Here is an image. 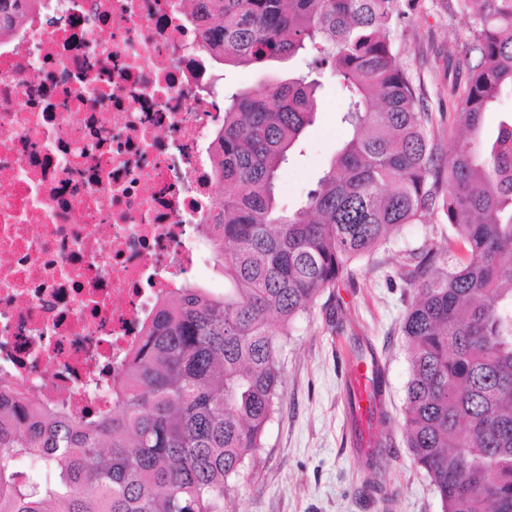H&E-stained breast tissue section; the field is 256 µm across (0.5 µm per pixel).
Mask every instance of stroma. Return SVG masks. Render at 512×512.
Listing matches in <instances>:
<instances>
[{"label": "stroma", "instance_id": "35a3bbf8", "mask_svg": "<svg viewBox=\"0 0 512 512\" xmlns=\"http://www.w3.org/2000/svg\"><path fill=\"white\" fill-rule=\"evenodd\" d=\"M468 33L448 0H415L408 25L395 46L406 72L424 86L432 106L447 107L453 85L468 78L462 45ZM301 59L276 62L266 69H226L232 88L262 91L283 80L289 69H304ZM343 92L325 77L318 95L315 124L303 153L290 158L281 174L284 203L305 201L345 132L337 123ZM448 227L439 218L401 229L392 243L354 266L353 283L337 288L341 310L323 304L296 323L280 352L284 396L267 428L265 446L235 478L224 512H376L365 487L368 473L352 451L347 426L346 377L354 350L375 357L386 380L390 423L386 489L391 512H441L425 472L417 468L405 444L403 408L409 364L401 319L411 290L400 276L403 253L442 244Z\"/></svg>", "mask_w": 512, "mask_h": 512}]
</instances>
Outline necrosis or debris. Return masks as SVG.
<instances>
[{"label":"necrosis or debris","mask_w":512,"mask_h":512,"mask_svg":"<svg viewBox=\"0 0 512 512\" xmlns=\"http://www.w3.org/2000/svg\"><path fill=\"white\" fill-rule=\"evenodd\" d=\"M183 0H51L0 45V377L107 404L159 296L201 261L218 75Z\"/></svg>","instance_id":"4bbe7bcc"}]
</instances>
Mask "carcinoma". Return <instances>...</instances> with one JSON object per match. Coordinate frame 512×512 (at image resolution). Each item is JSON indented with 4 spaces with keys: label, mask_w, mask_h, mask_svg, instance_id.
Listing matches in <instances>:
<instances>
[{
    "label": "carcinoma",
    "mask_w": 512,
    "mask_h": 512,
    "mask_svg": "<svg viewBox=\"0 0 512 512\" xmlns=\"http://www.w3.org/2000/svg\"><path fill=\"white\" fill-rule=\"evenodd\" d=\"M198 49L224 67L305 59L263 92L224 91L212 133L211 210L196 225L228 288L168 289L109 405L36 408L0 387V512H224L230 478L254 459L282 397L279 353L294 322L393 232L438 215L447 245L409 254L401 323L404 432L441 512H512V0H454L470 17L469 77L434 112L394 48L412 0H185ZM47 0H0V42ZM341 83L348 136L306 195L280 204L284 164L314 125L325 74ZM278 330L270 329V319ZM385 386L364 455L384 491ZM18 458L35 468L19 470Z\"/></svg>",
    "instance_id": "carcinoma-1"
}]
</instances>
